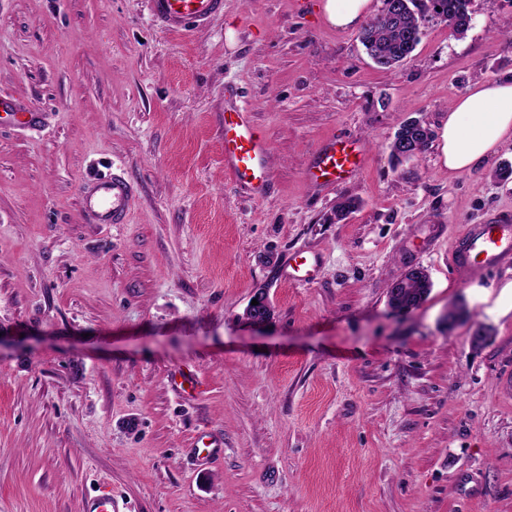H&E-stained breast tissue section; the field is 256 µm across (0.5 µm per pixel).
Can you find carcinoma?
I'll return each instance as SVG.
<instances>
[{"label": "carcinoma", "mask_w": 512, "mask_h": 512, "mask_svg": "<svg viewBox=\"0 0 512 512\" xmlns=\"http://www.w3.org/2000/svg\"><path fill=\"white\" fill-rule=\"evenodd\" d=\"M399 3V12L383 8L360 36L366 53L386 72L395 71L411 56L421 41L419 31L429 20L447 22L459 34L468 28L470 0H399ZM431 138L432 131L424 121L403 122L390 144L391 160L396 164L405 161L401 153L403 141L414 142L424 149ZM403 279L407 280V287L400 288L393 283L388 288L389 305L419 307L431 291L428 274L423 268L415 267L408 270Z\"/></svg>", "instance_id": "obj_1"}]
</instances>
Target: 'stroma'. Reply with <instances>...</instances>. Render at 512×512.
I'll return each mask as SVG.
<instances>
[{
	"label": "stroma",
	"instance_id": "stroma-1",
	"mask_svg": "<svg viewBox=\"0 0 512 512\" xmlns=\"http://www.w3.org/2000/svg\"><path fill=\"white\" fill-rule=\"evenodd\" d=\"M323 2L224 0L169 31L148 0H0V95L40 115L0 117V512H83L103 483L115 512H512V268L448 267L464 225L512 219V142L467 172L434 140L398 166L389 149L404 120L440 131L474 82L512 78V0H471L461 34L431 20L393 73ZM231 107L270 146L264 195L224 168ZM339 136L364 167L314 189ZM115 173L126 223H84ZM298 252L310 283L284 275ZM417 266L429 296L392 310ZM181 368L196 398L171 389ZM203 434L224 444L208 465Z\"/></svg>",
	"mask_w": 512,
	"mask_h": 512
}]
</instances>
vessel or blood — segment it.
<instances>
[{"instance_id":"1","label":"vessel or blood","mask_w":512,"mask_h":512,"mask_svg":"<svg viewBox=\"0 0 512 512\" xmlns=\"http://www.w3.org/2000/svg\"><path fill=\"white\" fill-rule=\"evenodd\" d=\"M224 0H151V9L164 29L179 30L186 22L203 26L221 15ZM364 147L342 136L321 147L308 172L311 181L333 187L352 180L364 164ZM268 145L255 128L248 111L233 108L224 113V166L237 183L254 193H261L267 182ZM133 192L132 184L115 175L99 183L83 199V212L93 224H120ZM512 262V224H468L457 237L449 255V266L459 283H467L480 271H491ZM318 262L297 254L288 271L292 282L310 281Z\"/></svg>"}]
</instances>
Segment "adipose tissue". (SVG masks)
Listing matches in <instances>:
<instances>
[{
	"label": "adipose tissue",
	"instance_id": "adipose-tissue-1",
	"mask_svg": "<svg viewBox=\"0 0 512 512\" xmlns=\"http://www.w3.org/2000/svg\"><path fill=\"white\" fill-rule=\"evenodd\" d=\"M372 0H324L327 22L354 30L371 15ZM512 141V80L485 78L453 101L439 149L449 171H468Z\"/></svg>",
	"mask_w": 512,
	"mask_h": 512
}]
</instances>
